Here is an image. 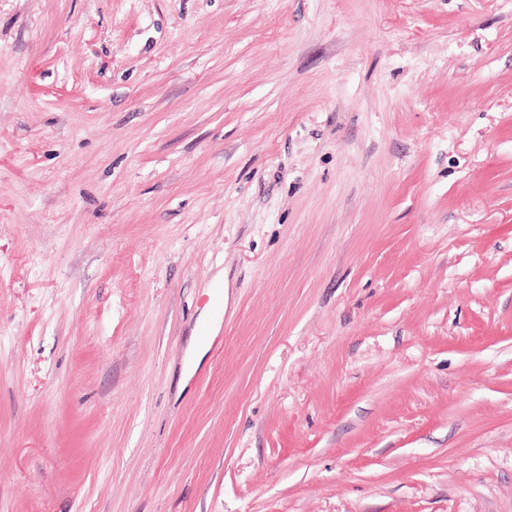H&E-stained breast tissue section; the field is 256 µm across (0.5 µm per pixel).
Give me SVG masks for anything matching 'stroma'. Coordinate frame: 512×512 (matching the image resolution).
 Masks as SVG:
<instances>
[{"label":"stroma","instance_id":"35a3bbf8","mask_svg":"<svg viewBox=\"0 0 512 512\" xmlns=\"http://www.w3.org/2000/svg\"><path fill=\"white\" fill-rule=\"evenodd\" d=\"M0 512H512V0H0Z\"/></svg>","mask_w":512,"mask_h":512}]
</instances>
